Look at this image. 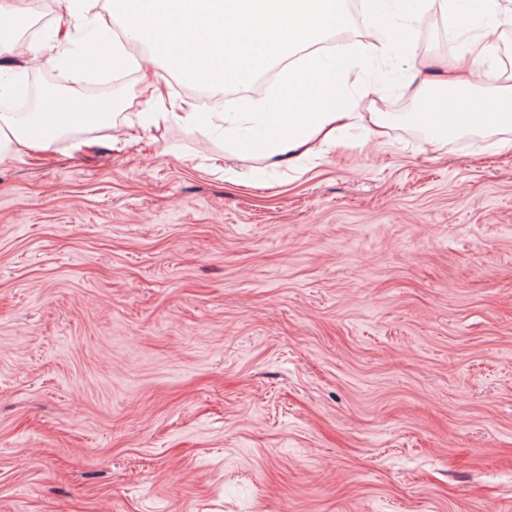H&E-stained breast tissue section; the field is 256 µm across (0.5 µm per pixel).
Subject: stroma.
<instances>
[{
    "mask_svg": "<svg viewBox=\"0 0 512 512\" xmlns=\"http://www.w3.org/2000/svg\"><path fill=\"white\" fill-rule=\"evenodd\" d=\"M56 26L23 23L19 93L97 120L0 159V512H512V131L405 89L447 19L360 70L378 145L303 173L175 124L113 151L150 79L42 67Z\"/></svg>",
    "mask_w": 512,
    "mask_h": 512,
    "instance_id": "35a3bbf8",
    "label": "stroma"
}]
</instances>
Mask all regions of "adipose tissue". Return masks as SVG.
Returning <instances> with one entry per match:
<instances>
[{
  "instance_id": "obj_1",
  "label": "adipose tissue",
  "mask_w": 512,
  "mask_h": 512,
  "mask_svg": "<svg viewBox=\"0 0 512 512\" xmlns=\"http://www.w3.org/2000/svg\"><path fill=\"white\" fill-rule=\"evenodd\" d=\"M482 3L490 19L486 30L467 22L472 0H420L423 10L456 15L461 25L465 83L472 88L481 84L478 70L495 67L490 29L512 26V0ZM346 4L347 0H108L102 13L86 0L82 9L68 10L66 25L81 31L93 23L119 22L124 38L114 41L105 53L106 63L115 69H138L165 55L179 61L188 73L220 84L233 74L227 64L233 54L259 62H288L276 92L281 109L259 113L262 132L258 140L248 141L241 117L218 115L224 124L225 150L249 143L267 166L280 167L335 151L343 130L359 127L379 138L388 125L386 113L359 111L347 99L359 57L383 52L387 31H377L354 51L340 47L324 58L315 49L325 35L347 24ZM128 40L150 43V54L141 58L131 54L124 46ZM300 50L306 53L304 63H291V56ZM60 105V100L49 98L36 112H1L0 157L49 148L67 129L82 125L80 109L71 108L62 115ZM448 110L458 128L466 117L480 114L512 128V77L501 75L482 98H449ZM166 124L206 126L196 104L170 96L150 102L148 111L137 113L132 127L145 132Z\"/></svg>"
}]
</instances>
